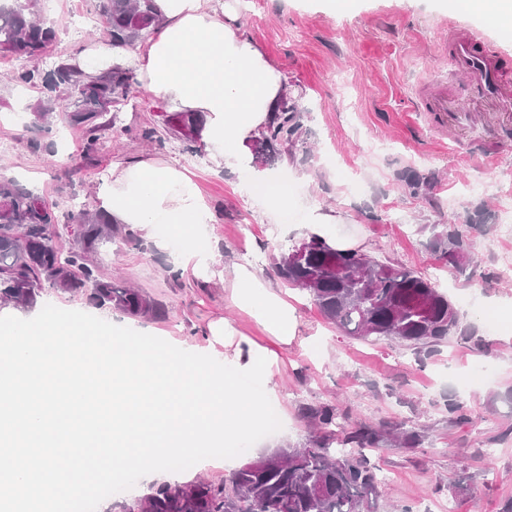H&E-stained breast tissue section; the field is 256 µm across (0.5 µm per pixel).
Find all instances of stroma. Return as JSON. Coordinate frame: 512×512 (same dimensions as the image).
I'll use <instances>...</instances> for the list:
<instances>
[{"label": "stroma", "instance_id": "obj_1", "mask_svg": "<svg viewBox=\"0 0 512 512\" xmlns=\"http://www.w3.org/2000/svg\"><path fill=\"white\" fill-rule=\"evenodd\" d=\"M99 0H37L41 20L57 39L44 55L0 56V174L58 205L95 210L101 176L112 164L150 155L196 175L216 214L211 279L176 269L154 238L101 248L104 272L142 289L164 310L157 318H133L99 309L85 296L46 288L37 306L15 310L36 316L40 306L92 314L116 325L143 328L189 352L208 351L207 326L224 317L267 343L248 314L228 303L226 279L236 266L256 272L295 307L300 343L272 383L280 431L237 456L240 466L260 453L306 443L314 434L311 407L337 406L344 426L416 429L424 441L409 447L385 443L365 454L381 480L376 512H507L512 506V237L501 225L512 211V97L476 103L488 119L492 157L476 161L429 126L415 110L414 89L439 65L448 92L464 100V78L448 59H437L447 42L442 20L477 32L499 56L512 60V28L472 13L464 0H353L333 11L327 0H262L243 12L242 32L267 54L296 101L302 142L263 167L229 171L207 151L176 135L168 108L130 83L116 107L117 121L91 159L83 134L65 118L51 132L33 127L27 113L43 97L42 86L17 83L18 72L52 71L83 46L103 42ZM153 129L152 142L141 133ZM274 179L292 195L288 212L275 211L251 187ZM334 209L336 234L353 239L376 257L428 277L454 303L462 329L433 353L414 354L391 340L362 342L324 319L310 299L276 275L273 259L307 235L309 209ZM469 225L477 273L467 277L428 246V225ZM462 402L467 422H452L449 400ZM233 466L201 470L217 482Z\"/></svg>", "mask_w": 512, "mask_h": 512}]
</instances>
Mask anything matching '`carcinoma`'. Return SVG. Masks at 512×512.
Wrapping results in <instances>:
<instances>
[{
	"label": "carcinoma",
	"mask_w": 512,
	"mask_h": 512,
	"mask_svg": "<svg viewBox=\"0 0 512 512\" xmlns=\"http://www.w3.org/2000/svg\"><path fill=\"white\" fill-rule=\"evenodd\" d=\"M99 11L114 46L131 47L161 24L153 0H99ZM56 39L38 17L35 0H8L0 5V55L36 56ZM21 84L42 82L50 94L32 107L33 124L51 126L62 111L84 136L86 152L97 150L105 116L125 96L129 71L114 65L101 75H86L67 65L53 73L37 69L15 76ZM281 115L260 133L253 164L268 163L284 147L300 139L296 103L283 96ZM176 126L198 133L204 118L195 112L173 114ZM35 196L15 181L0 179V307L29 308L42 290L83 294L98 308L132 317L158 315L159 304L137 288L104 276L98 249L116 240L132 243L130 226L89 211L69 214L79 235L68 250L57 244V205L43 202L32 210ZM431 245L441 258L465 273L473 267L467 235L457 224L430 225ZM278 277L306 295L324 318L353 339L397 341L415 350L435 347L459 330L458 311L430 279L378 260L362 248L340 250L328 239L309 235L274 260ZM316 435L301 447L285 446L263 454L235 470L228 480L197 479L186 484L156 482L132 502L112 504V512H375L379 482L362 448L404 440L418 444L422 435H404L361 426L336 441L341 426L337 407L310 409Z\"/></svg>",
	"instance_id": "obj_1"
}]
</instances>
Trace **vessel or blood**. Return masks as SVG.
<instances>
[{
	"instance_id": "obj_1",
	"label": "vessel or blood",
	"mask_w": 512,
	"mask_h": 512,
	"mask_svg": "<svg viewBox=\"0 0 512 512\" xmlns=\"http://www.w3.org/2000/svg\"><path fill=\"white\" fill-rule=\"evenodd\" d=\"M448 55L456 68L466 75L469 88L477 97L496 99L512 95V84L505 79L499 56L484 48L477 33L454 30ZM425 86L430 94L421 98L420 109L428 123L441 131L450 126L459 129V139L468 156L484 158L482 143L473 135L479 126L477 114L460 107L449 97L446 81L432 78Z\"/></svg>"
}]
</instances>
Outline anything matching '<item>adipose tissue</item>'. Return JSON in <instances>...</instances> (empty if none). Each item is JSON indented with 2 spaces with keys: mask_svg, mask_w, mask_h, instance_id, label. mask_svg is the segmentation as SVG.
Masks as SVG:
<instances>
[{
  "mask_svg": "<svg viewBox=\"0 0 512 512\" xmlns=\"http://www.w3.org/2000/svg\"><path fill=\"white\" fill-rule=\"evenodd\" d=\"M160 29L136 47L97 45L81 52L88 73L118 63L134 69L141 87L176 112L204 116L201 140L220 166L245 163V142L271 120L284 94L281 71L232 19V0H155ZM98 208L153 236L176 266L204 271L215 212L193 173L153 157L113 164ZM229 303L261 321L288 348L298 336L294 307L247 268L236 269Z\"/></svg>",
  "mask_w": 512,
  "mask_h": 512,
  "instance_id": "1",
  "label": "adipose tissue"
}]
</instances>
